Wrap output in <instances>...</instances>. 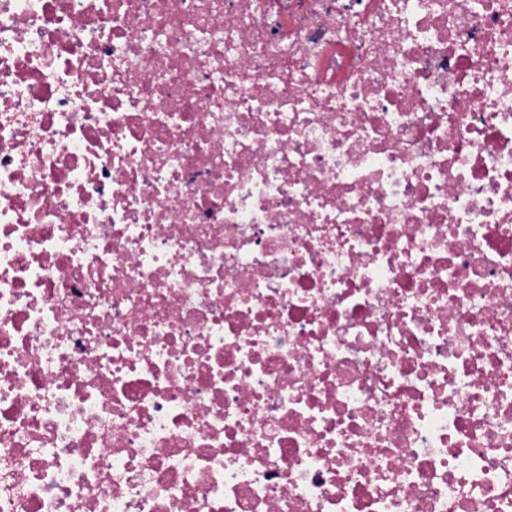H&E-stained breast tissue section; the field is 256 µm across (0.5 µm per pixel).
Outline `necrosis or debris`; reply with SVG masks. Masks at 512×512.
Wrapping results in <instances>:
<instances>
[{
  "instance_id": "obj_1",
  "label": "necrosis or debris",
  "mask_w": 512,
  "mask_h": 512,
  "mask_svg": "<svg viewBox=\"0 0 512 512\" xmlns=\"http://www.w3.org/2000/svg\"><path fill=\"white\" fill-rule=\"evenodd\" d=\"M0 512H512V0H0Z\"/></svg>"
}]
</instances>
